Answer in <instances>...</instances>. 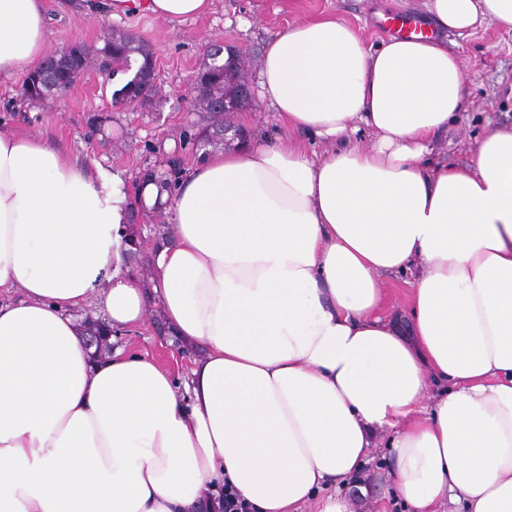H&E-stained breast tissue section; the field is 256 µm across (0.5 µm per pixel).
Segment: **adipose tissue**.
Wrapping results in <instances>:
<instances>
[{
  "instance_id": "ef3b65f1",
  "label": "adipose tissue",
  "mask_w": 512,
  "mask_h": 512,
  "mask_svg": "<svg viewBox=\"0 0 512 512\" xmlns=\"http://www.w3.org/2000/svg\"><path fill=\"white\" fill-rule=\"evenodd\" d=\"M213 0H104L109 16L198 18ZM433 36L364 42L333 15L267 41L262 104L330 141L252 140L184 172L149 279L122 177L0 128V512H349L325 494L390 435L411 512H512V125L467 163L430 161L466 110L448 34L512 31V0H424ZM46 0H0V76L38 68ZM371 146L353 140L359 126ZM411 277L406 328L378 277ZM149 304L196 352L189 378L94 354ZM445 389L424 407L429 382Z\"/></svg>"
}]
</instances>
